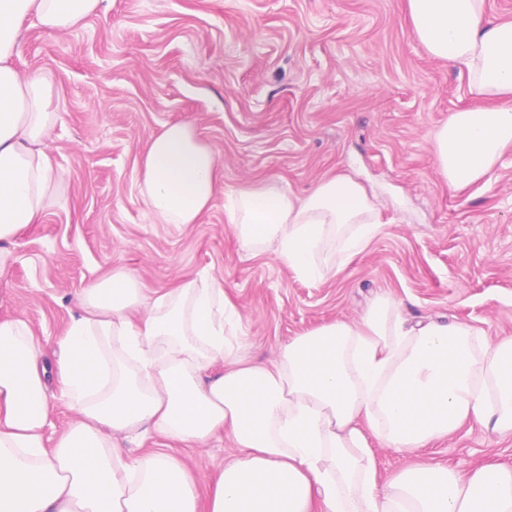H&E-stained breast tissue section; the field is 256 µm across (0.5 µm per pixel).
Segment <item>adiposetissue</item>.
I'll return each mask as SVG.
<instances>
[{"instance_id":"1","label":"adipose tissue","mask_w":512,"mask_h":512,"mask_svg":"<svg viewBox=\"0 0 512 512\" xmlns=\"http://www.w3.org/2000/svg\"><path fill=\"white\" fill-rule=\"evenodd\" d=\"M427 52L466 72L486 106L452 112L435 131L449 188L491 182L512 146V23L486 0H407ZM103 0H0V276L17 232L61 204L52 154L60 120L52 76L13 65L22 24L71 31ZM139 192L155 224H194L216 197L241 245L277 243L279 260L328 279L379 235L381 205L346 174L298 196L268 180L228 189L193 122H170L147 147ZM49 364L27 321L0 319V512H512V467L462 473L423 462L378 483L370 438L416 450L473 421L512 437V340L464 322L408 324L377 297L359 322L294 337L273 362H243L228 338L236 312L215 279L146 300L127 270L87 285ZM223 371H215L216 362ZM76 416L54 444L46 379ZM228 435L235 455L208 498L168 453L132 455L152 435L184 447Z\"/></svg>"}]
</instances>
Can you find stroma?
<instances>
[{"instance_id":"obj_1","label":"stroma","mask_w":512,"mask_h":512,"mask_svg":"<svg viewBox=\"0 0 512 512\" xmlns=\"http://www.w3.org/2000/svg\"><path fill=\"white\" fill-rule=\"evenodd\" d=\"M19 69L58 83L52 158L62 205L14 241L0 278V318L29 323L54 358L74 296L112 270L132 271L156 297L213 277L234 306L232 343L244 361L270 362L295 336L360 319L377 296L409 320H458L492 342L512 339V147L492 184L450 189L432 134L451 112L480 107L459 69L432 58L405 0H105L82 27L50 34L23 24ZM193 121L216 151L224 184L276 180L294 194L332 173L381 197L383 226L333 278H299L275 245L241 248L216 198L195 224H155L138 191L143 155L165 123ZM380 482L429 461L473 470L512 466V439L477 423L429 447L371 441ZM200 489L234 449L154 436Z\"/></svg>"}]
</instances>
